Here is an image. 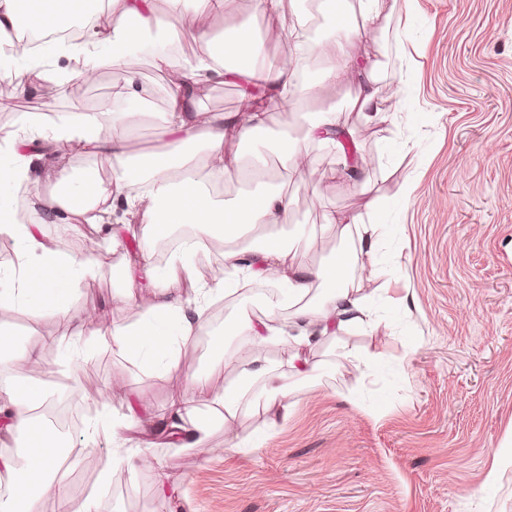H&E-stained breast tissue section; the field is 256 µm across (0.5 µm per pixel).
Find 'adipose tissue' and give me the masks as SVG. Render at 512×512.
<instances>
[{
	"instance_id": "adipose-tissue-1",
	"label": "adipose tissue",
	"mask_w": 512,
	"mask_h": 512,
	"mask_svg": "<svg viewBox=\"0 0 512 512\" xmlns=\"http://www.w3.org/2000/svg\"><path fill=\"white\" fill-rule=\"evenodd\" d=\"M185 1L106 0L107 24L89 29L84 42L66 47L74 67L60 73H35L33 78L18 81L17 90L28 94L39 91L45 82L91 78L102 58L111 67H122L131 47L140 44L144 34L156 28L176 33L185 22ZM98 2L28 0L27 7L22 8L18 0H0V46L26 32L67 26L76 15L91 12ZM355 36V27L343 23L329 28L326 36L316 41L314 54L328 62L319 74L320 81L335 82L337 73L354 69ZM196 39L198 52L177 65L166 50L152 53L155 68L172 73L162 145L155 152L134 155L128 149V129L139 116L134 105L141 100L131 77L124 79L115 92L116 98L130 103L131 109L113 116L111 122H103L97 113H80L63 114L48 123L39 113L23 112L17 129L0 133V234L14 239L18 258L17 266L0 270V306L9 308L21 301L32 316L48 313L69 326L71 357H78L81 347L108 339L120 353L145 366L176 370L179 341L194 335L218 291L199 282L194 255L173 256L163 267L145 257L129 267L128 275L152 288L153 301L139 311L134 322L104 326L76 315L73 302L80 283L95 272V251L61 253L47 240L40 225L23 223L14 209V190L32 183V174L42 161L76 144L84 153L108 162L112 171L109 182H96L86 176L76 180L61 171L48 197L40 199L43 214L75 227L94 223V213L99 209L123 205L129 223L145 225L150 233L189 225L198 239L227 242L246 229L280 224L288 218L292 199L284 191L274 189L219 201L209 188L233 182L240 172L242 155L227 151L229 138H237L242 145L253 142L266 129L268 107L287 105L303 94L296 69L262 64V41L243 29L216 38L201 27ZM211 80L233 81L244 88L261 85L269 95L266 103L252 105L250 111L228 119L206 111L199 103V85ZM288 255L283 242L267 237L250 250H226L224 262L233 274L275 282L283 296L296 301L309 294L315 281L328 279V292L321 305L307 306L299 312L297 334L278 339L289 363L304 367L308 360L303 350L315 337L325 335L332 327L371 329L378 319L357 289L346 286L343 265H336L329 274L321 267L295 266ZM177 278L195 283L193 297H184L180 289L172 287V280ZM33 360L29 350L15 352L14 373L0 384V400L12 409L4 429L27 442L24 469H17L13 458L0 455V477L7 479V491L0 495V512H38L39 501L49 492L54 493L59 512H98L96 496L77 500L67 494V472L60 463L57 440L31 415L48 397L45 377L31 378L24 373ZM264 372V367L241 364L236 386L219 392L209 387L205 376H196L192 399L171 402L161 418L151 421L152 431L178 439L186 448L199 446L207 435V425L196 416V402L221 406L222 424L232 428L239 400Z\"/></svg>"
}]
</instances>
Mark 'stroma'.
I'll list each match as a JSON object with an SVG mask.
<instances>
[{"mask_svg":"<svg viewBox=\"0 0 512 512\" xmlns=\"http://www.w3.org/2000/svg\"><path fill=\"white\" fill-rule=\"evenodd\" d=\"M295 0L278 13L255 12L252 0H226L208 21L219 37L246 26L256 35L285 27ZM359 73H341L323 85L325 62L312 59L308 88L286 108L269 110L260 142L243 147L245 163L270 161L268 181L234 182L224 199L286 180L293 204L284 224L269 236L291 247L299 266L326 267L346 247L345 224L359 218L384 232L374 249L379 274L352 269L349 280L380 317L376 331L331 330L309 353L317 369L293 372L275 343L233 334L242 320H276L293 332L296 305L264 303L252 291L233 289L222 299L220 325L203 320L179 345V368H145L114 350L111 342L88 348L84 360L63 371L69 330L51 315L31 317L14 306L5 323L18 348H37L38 361L54 376L49 392L76 391L89 410L134 406L142 419L165 413L191 394L193 375H206L212 390L233 386L241 363L258 361L283 376L287 396L268 401L255 380L239 402L233 433L214 422L208 407L199 417L212 425L194 449L153 447L146 434L127 431L129 446L159 459L169 476L159 486L154 469L118 467L108 487L88 472V455L111 453L99 435L83 444L67 466L66 490L76 499L98 494L99 512H512V0H386L373 24L356 37ZM369 76L378 98L400 109L398 125L366 122L349 106L359 75ZM135 76L144 114L129 150L157 148L160 115L167 109L168 78L149 55L135 51L123 69L99 62L91 81H64L51 104L20 95L0 78V132L16 127L20 110L95 112L112 99L113 87ZM339 112L341 147L307 138L318 112ZM308 149L319 182L286 172L278 153L280 131ZM365 158L362 179L342 172V161ZM77 174L107 170L104 159L74 149L55 157L29 192H48L57 169ZM335 224L325 225V214ZM121 213L101 214L82 225L101 236L95 274L80 285L79 316L124 324L150 304L151 288L122 275L130 255L153 256L155 243L143 225H129L120 246L109 237ZM223 351H216V341ZM373 352L372 369L343 349ZM495 484H487L490 469Z\"/></svg>","mask_w":512,"mask_h":512,"instance_id":"obj_1","label":"stroma"}]
</instances>
